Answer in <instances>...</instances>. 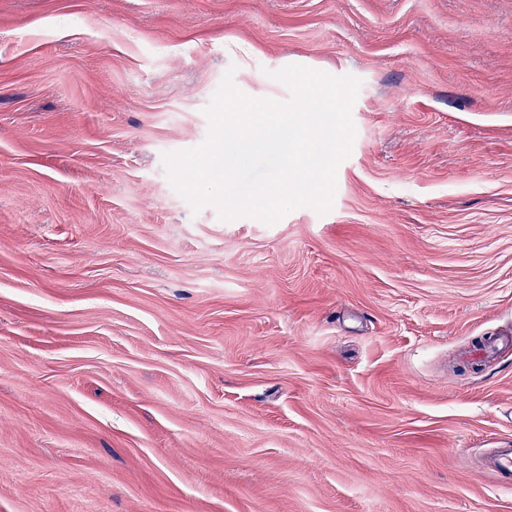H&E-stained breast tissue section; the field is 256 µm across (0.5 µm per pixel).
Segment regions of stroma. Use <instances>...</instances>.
<instances>
[{"mask_svg": "<svg viewBox=\"0 0 512 512\" xmlns=\"http://www.w3.org/2000/svg\"><path fill=\"white\" fill-rule=\"evenodd\" d=\"M361 82L333 207L168 182L227 70ZM512 0H0V512H512Z\"/></svg>", "mask_w": 512, "mask_h": 512, "instance_id": "obj_1", "label": "stroma"}]
</instances>
